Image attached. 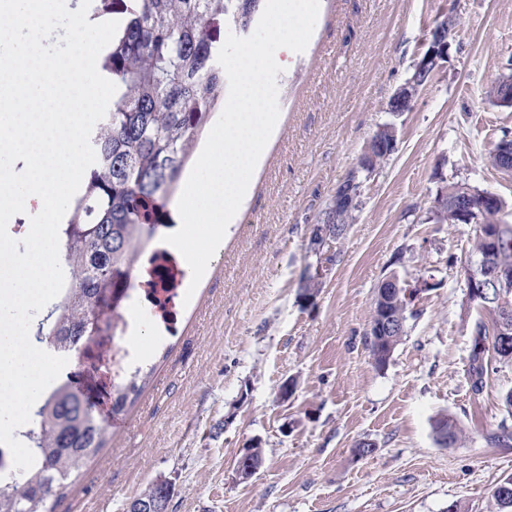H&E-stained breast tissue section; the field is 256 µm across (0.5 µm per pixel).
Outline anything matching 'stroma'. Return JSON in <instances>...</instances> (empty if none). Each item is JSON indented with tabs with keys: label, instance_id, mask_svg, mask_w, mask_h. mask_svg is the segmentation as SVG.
<instances>
[{
	"label": "stroma",
	"instance_id": "stroma-1",
	"mask_svg": "<svg viewBox=\"0 0 512 512\" xmlns=\"http://www.w3.org/2000/svg\"><path fill=\"white\" fill-rule=\"evenodd\" d=\"M451 10L447 62L391 117V96ZM510 74L512 0H320L306 50L278 75L279 124L250 196L175 333L160 346L139 338L154 373L55 512H127L160 479L175 486L168 512H495L512 446L484 435L504 416L512 366L473 392L464 264L477 227L430 215L440 189L462 182L497 193L512 224V174L489 162L512 108L487 96ZM389 121L396 149L364 180L354 224L316 249L332 195ZM309 269L321 272L310 300ZM391 275L432 286L379 370L369 327ZM443 414L467 431L463 447L436 442ZM362 441L371 455L355 454ZM254 446L263 463L239 479L236 459Z\"/></svg>",
	"mask_w": 512,
	"mask_h": 512
}]
</instances>
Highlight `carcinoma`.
I'll use <instances>...</instances> for the list:
<instances>
[{"instance_id":"obj_1","label":"carcinoma","mask_w":512,"mask_h":512,"mask_svg":"<svg viewBox=\"0 0 512 512\" xmlns=\"http://www.w3.org/2000/svg\"><path fill=\"white\" fill-rule=\"evenodd\" d=\"M93 13L123 15L104 57L117 90L112 110L91 134L96 162L88 169L84 194L67 223L60 225V262L67 275L65 294L38 323L40 341L86 344L102 329L117 327L122 302L134 288L139 259L165 223L159 201L180 177L198 133L224 99V69L218 53L228 33L247 36L263 0H91ZM223 21L224 27L214 23ZM503 209H489L470 249L475 259L490 248L488 236L503 221ZM354 220V210L334 213L328 225L338 239ZM495 272L505 276L501 295L491 296L485 315L469 329L472 389L482 390L490 372L512 363V335L498 333L502 312L512 313V229L494 254ZM401 337L388 344L370 341L375 368ZM140 370L112 386V414L122 413L143 390ZM507 417L486 432L489 445L512 444V390L503 398ZM439 444L461 446L466 433L451 416L434 420ZM37 462L15 483L0 482V512H53L88 461L107 443L108 430L93 404L71 380L52 387L26 433Z\"/></svg>"}]
</instances>
